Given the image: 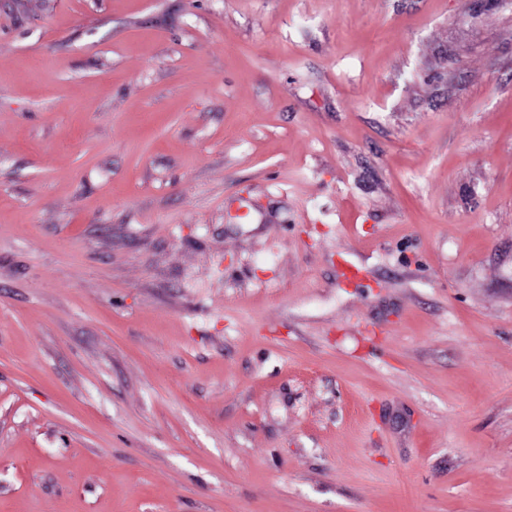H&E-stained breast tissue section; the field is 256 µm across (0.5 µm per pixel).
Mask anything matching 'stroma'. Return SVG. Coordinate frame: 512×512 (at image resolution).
Masks as SVG:
<instances>
[{
	"mask_svg": "<svg viewBox=\"0 0 512 512\" xmlns=\"http://www.w3.org/2000/svg\"><path fill=\"white\" fill-rule=\"evenodd\" d=\"M0 512H512V0H0Z\"/></svg>",
	"mask_w": 512,
	"mask_h": 512,
	"instance_id": "obj_1",
	"label": "stroma"
}]
</instances>
